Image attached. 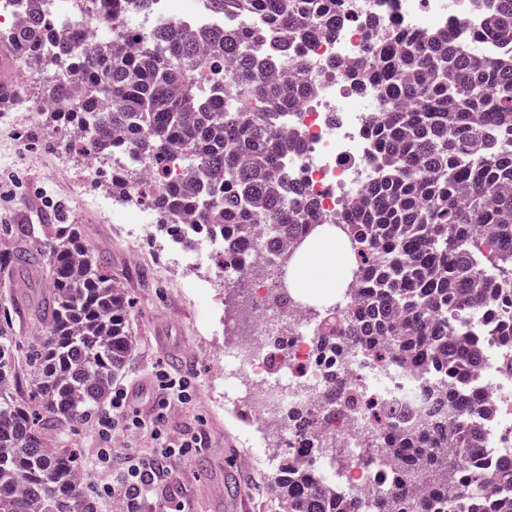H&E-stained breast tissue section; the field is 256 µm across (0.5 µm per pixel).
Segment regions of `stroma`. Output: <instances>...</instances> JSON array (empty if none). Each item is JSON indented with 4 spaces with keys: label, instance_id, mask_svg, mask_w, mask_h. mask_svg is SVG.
Returning <instances> with one entry per match:
<instances>
[{
    "label": "stroma",
    "instance_id": "1",
    "mask_svg": "<svg viewBox=\"0 0 512 512\" xmlns=\"http://www.w3.org/2000/svg\"><path fill=\"white\" fill-rule=\"evenodd\" d=\"M86 166L80 156L51 147L45 126L1 125L0 225L28 224L32 236L40 238L41 217L47 214L52 223L76 225L82 241L107 259L132 301L130 329L136 340L119 380L136 394L142 411L154 402L157 370L190 378L196 397L171 405L165 429L173 438L202 433L205 447L168 460L169 474L155 489L153 512H166L177 501L185 502L189 512H226L225 500L240 493L250 501L251 512H278L273 472L254 445L256 424L224 397V338L216 333L224 323V309L213 302L223 285L210 282L207 269L195 265L185 267L180 280L166 277L168 254L137 244L125 216L97 206L98 198L110 195L103 171H95L83 190L74 191L72 176ZM44 291L36 263L8 291L20 307L13 316V338L20 348H27L37 334L27 313L40 306ZM52 440L58 447L77 449L85 473L91 481H101L95 467L101 439L94 424Z\"/></svg>",
    "mask_w": 512,
    "mask_h": 512
}]
</instances>
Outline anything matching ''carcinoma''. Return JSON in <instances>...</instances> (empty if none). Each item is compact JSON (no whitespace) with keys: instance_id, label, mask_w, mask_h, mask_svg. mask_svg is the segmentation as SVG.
Wrapping results in <instances>:
<instances>
[{"instance_id":"1","label":"carcinoma","mask_w":512,"mask_h":512,"mask_svg":"<svg viewBox=\"0 0 512 512\" xmlns=\"http://www.w3.org/2000/svg\"><path fill=\"white\" fill-rule=\"evenodd\" d=\"M25 23L0 39L26 50V64L44 76L42 99L51 103L46 125L79 127L71 143L80 156L112 159V134L123 132L139 167H117L108 189L124 195L143 167L156 183L141 188L160 216V227L193 215L213 233L266 224L267 252L286 240H308L317 199L288 175L296 141L278 132L279 117L309 89L296 48L336 31L334 0L302 8L299 0H206L266 18L281 30L278 54L255 48L260 31L234 30L190 36L180 23L144 33L134 52L120 17L104 21L107 33L92 52L72 31L55 25L37 0ZM480 36L512 43V0H488ZM393 45L373 43L352 72L357 92L376 85L386 111L371 117L377 178L359 203L338 218L348 242L364 246L351 278L365 299L343 323L313 341L323 355L342 337L384 350L403 365L428 360L462 378L479 363L476 339L448 328V318L512 304V56L483 60L448 39V31L395 32ZM293 72L280 73L288 55ZM220 74L236 91L218 96L207 79ZM30 246L0 243V287L12 286L38 249L46 261L48 296L35 313L40 338L28 346L27 392L9 336L12 310L0 308V512H93L79 455L55 448L52 432L90 421L107 399L136 343L129 331V302L107 268L79 237L74 224H47ZM455 388L427 389L407 416L377 421L362 465L380 446L401 455L390 488L369 512H410V487L427 485L435 503L448 501L458 484L460 506L451 512H512V492L490 499L485 477L466 476L468 454L479 442L465 413L448 420ZM332 400L367 406L352 385ZM315 416L288 414V426L306 434ZM275 498L280 512H362L356 500L336 502L306 468L282 459Z\"/></svg>"}]
</instances>
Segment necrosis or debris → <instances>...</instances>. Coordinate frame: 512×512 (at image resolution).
<instances>
[{
	"instance_id": "1",
	"label": "necrosis or debris",
	"mask_w": 512,
	"mask_h": 512,
	"mask_svg": "<svg viewBox=\"0 0 512 512\" xmlns=\"http://www.w3.org/2000/svg\"><path fill=\"white\" fill-rule=\"evenodd\" d=\"M111 0H89L86 10L56 13L57 22L74 29L83 44L97 41L102 18L111 14ZM340 19L333 35L310 41L304 47L310 58L312 90L304 102L285 112L281 127L299 139V152L288 161L319 198L311 214L313 224L335 223L338 214L352 200L361 199L373 182L375 154L366 127L372 113L383 102L376 89L355 93L349 69L366 55L369 44L386 39L395 29L423 32L429 23L446 27L454 41L463 43L478 55L492 58L512 51V46L476 37L479 18L470 0H336ZM136 35L169 24L182 22L187 29L200 26L224 28L245 24V16L233 9L221 15L203 11L201 0H154L151 11L123 17ZM258 226H251L241 237L238 250L250 257V265L234 272V281L244 283L248 326L240 328L231 320L224 323L229 341L224 345V396L247 408L255 417L261 434L258 445H265L264 429L280 428L278 445L299 465L312 464L315 478L330 489L344 484L347 492L370 501L381 495L389 477L388 462L360 466V450L376 426L369 412L362 409L333 412L324 407L332 389L327 376L331 366H340L347 382L357 386L367 400L379 409L406 406L425 388L447 390L448 378L435 365L421 361L404 366L391 360H375L371 352L344 344L335 358L317 354L312 342L317 320L305 304L294 300L274 303L275 292L266 281L256 279L251 264L266 261L260 251ZM172 257L167 275L177 274L188 265L208 267L211 280L224 278V267L216 263L221 254L220 237L202 233L199 226L182 224L181 232L163 245ZM485 321L474 318L471 333L479 342L478 369L462 385L470 421L482 437L468 459L472 470L494 476L500 461L512 453V351L498 338L485 332ZM310 406L320 413L316 433L303 436L284 425L285 413L298 406ZM335 437L349 463L335 470L329 458L312 459L321 434Z\"/></svg>"
}]
</instances>
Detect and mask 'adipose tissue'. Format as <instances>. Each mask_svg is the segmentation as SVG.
<instances>
[{
    "label": "adipose tissue",
    "mask_w": 512,
    "mask_h": 512,
    "mask_svg": "<svg viewBox=\"0 0 512 512\" xmlns=\"http://www.w3.org/2000/svg\"><path fill=\"white\" fill-rule=\"evenodd\" d=\"M351 259L345 242L322 234L310 240L296 259L291 285L305 294H330L344 281Z\"/></svg>",
    "instance_id": "ef3b65f1"
}]
</instances>
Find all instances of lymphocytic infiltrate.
<instances>
[{
  "mask_svg": "<svg viewBox=\"0 0 512 512\" xmlns=\"http://www.w3.org/2000/svg\"><path fill=\"white\" fill-rule=\"evenodd\" d=\"M155 389L157 397L150 414L145 415L138 410L129 389L117 386L112 390L108 406L100 408L96 415V429L104 442L97 453L99 469L111 466L110 443L117 430L132 434L147 432L155 441L151 456H127L124 467L98 490L100 499L122 501L126 512H150L153 493L164 473L165 462L176 455L200 452L204 447L201 435L173 440L164 431L165 417L172 402L187 404L192 400L188 378L174 377L162 369L155 376Z\"/></svg>",
  "mask_w": 512,
  "mask_h": 512,
  "instance_id": "f902f5d3",
  "label": "lymphocytic infiltrate"
}]
</instances>
